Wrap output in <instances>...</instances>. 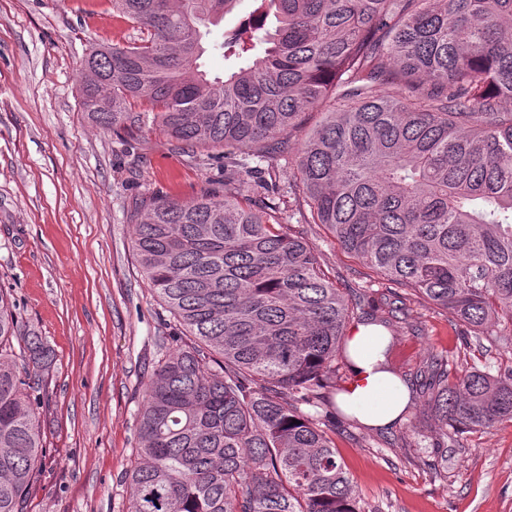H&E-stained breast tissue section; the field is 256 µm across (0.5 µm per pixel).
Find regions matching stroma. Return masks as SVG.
Returning <instances> with one entry per match:
<instances>
[{"label":"stroma","instance_id":"1","mask_svg":"<svg viewBox=\"0 0 512 512\" xmlns=\"http://www.w3.org/2000/svg\"><path fill=\"white\" fill-rule=\"evenodd\" d=\"M252 9L239 0L209 27L199 63L210 76L237 67L220 44ZM139 34L110 0H0V286L55 356L41 415L46 457L25 512H128L135 413L168 317L133 251L131 207L154 194L191 200L209 175L156 129L138 162L81 110L91 48ZM300 230L337 287L385 317L383 289L362 262L321 225ZM410 308L388 356L397 375L415 376L441 353L512 368V344L463 346L447 310L419 299ZM393 433L391 445L364 428L334 436L365 512H512V423L455 435L442 462L420 445L435 433L426 417H405Z\"/></svg>","mask_w":512,"mask_h":512}]
</instances>
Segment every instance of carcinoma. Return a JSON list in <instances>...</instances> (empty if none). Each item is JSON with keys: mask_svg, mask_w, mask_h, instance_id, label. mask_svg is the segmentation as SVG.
<instances>
[{"mask_svg": "<svg viewBox=\"0 0 512 512\" xmlns=\"http://www.w3.org/2000/svg\"><path fill=\"white\" fill-rule=\"evenodd\" d=\"M224 35L246 65L208 78L202 29L237 0H112L142 29L82 63V111L137 149H180L265 174L289 161L288 220L323 224L382 280L391 316L413 291L461 335H512V0H253ZM141 272L173 322L137 410L128 512H362L332 434L357 303L278 203L209 178L190 201L134 208ZM23 338L14 348L13 339ZM54 354L0 288V512H24L45 446ZM440 437L512 421V367L434 356L419 374ZM298 423H293V420Z\"/></svg>", "mask_w": 512, "mask_h": 512, "instance_id": "cac0c4a2", "label": "carcinoma"}]
</instances>
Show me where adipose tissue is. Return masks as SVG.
<instances>
[{"label":"adipose tissue","mask_w":512,"mask_h":512,"mask_svg":"<svg viewBox=\"0 0 512 512\" xmlns=\"http://www.w3.org/2000/svg\"><path fill=\"white\" fill-rule=\"evenodd\" d=\"M388 338L377 325L355 326L348 338L349 378L338 405L370 428H391L401 422L410 402L408 388L377 363Z\"/></svg>","instance_id":"1"}]
</instances>
